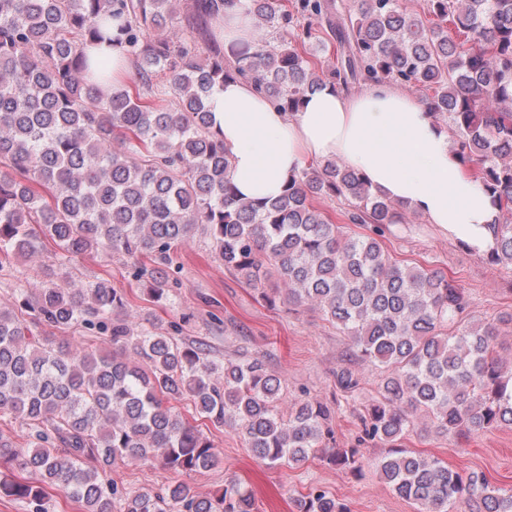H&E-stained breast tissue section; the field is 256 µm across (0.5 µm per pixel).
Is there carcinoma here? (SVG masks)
<instances>
[{"label":"carcinoma","mask_w":512,"mask_h":512,"mask_svg":"<svg viewBox=\"0 0 512 512\" xmlns=\"http://www.w3.org/2000/svg\"><path fill=\"white\" fill-rule=\"evenodd\" d=\"M171 0H0V270L48 240L72 255L125 261L148 299H169L178 249L198 231L224 268L265 303L317 311L349 338L348 360L382 369L375 395L359 401L366 379L336 366V406L290 398L259 359L218 358L135 321L107 280L61 288L67 267L20 290V313L0 311V499L45 512L47 490L79 512H115L119 462L159 461L186 473L215 464L213 444L171 402L184 401L217 430L236 431L271 467L320 457L357 477L362 447L381 444L380 476L417 512H512V485L463 474L437 457L403 447L420 423L456 439L512 427V365L499 357V324L465 317L464 288L448 272L405 264L384 247L394 205L332 160L304 167L283 195L236 199L224 139L212 130L208 100L229 78H245L284 112L328 79L420 87L435 119L500 209L490 260L512 266V0H424L407 12L398 0H353L336 30L341 66L320 74L298 48L313 37L303 20L327 16L331 0H195L190 33L237 6L280 46H246L234 64L217 50L202 62L175 40ZM117 47L140 84L112 90ZM168 73L154 90L152 77ZM118 142L121 149L112 144ZM345 202L338 224L314 205ZM370 226L350 235L345 225ZM281 282L285 294L269 290ZM92 331L94 349L61 345L56 330ZM356 417L354 444L335 448L338 414ZM122 512H258L252 491L224 482L214 497L186 484L142 489ZM296 512H347L313 490Z\"/></svg>","instance_id":"cac0c4a2"}]
</instances>
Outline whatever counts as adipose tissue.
Returning a JSON list of instances; mask_svg holds the SVG:
<instances>
[{
    "mask_svg": "<svg viewBox=\"0 0 512 512\" xmlns=\"http://www.w3.org/2000/svg\"><path fill=\"white\" fill-rule=\"evenodd\" d=\"M208 108L238 197L276 199L304 160H337L374 193L422 215L475 254L495 246L494 198L468 174L448 128L394 84L354 92L327 84L308 93L299 111L285 112L253 84L229 79L213 89Z\"/></svg>",
    "mask_w": 512,
    "mask_h": 512,
    "instance_id": "1",
    "label": "adipose tissue"
}]
</instances>
